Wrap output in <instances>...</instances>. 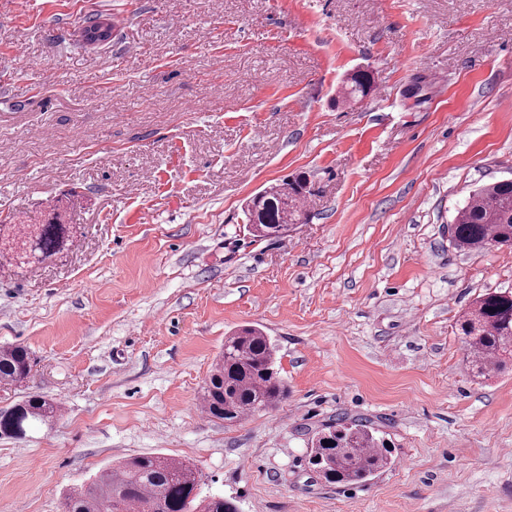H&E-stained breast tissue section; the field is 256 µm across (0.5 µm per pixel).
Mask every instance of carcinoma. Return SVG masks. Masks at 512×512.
Here are the masks:
<instances>
[{
    "mask_svg": "<svg viewBox=\"0 0 512 512\" xmlns=\"http://www.w3.org/2000/svg\"><path fill=\"white\" fill-rule=\"evenodd\" d=\"M368 70L354 72L344 98L360 101L372 88ZM304 186L287 181L260 191L243 213L248 231L276 238L303 219ZM12 246L0 249L9 263L43 261L64 249L70 225L11 224ZM450 243L466 252L512 247V179L474 190L448 227ZM472 377L485 379L512 362V291L488 292L463 312L456 324ZM30 352L21 345L0 348V386L25 382ZM288 396L277 364V347L257 328L246 327L224 337V349L213 364L200 396L205 414L232 425L245 416L276 408ZM57 403L40 396L0 411V434L23 437L34 424L50 426ZM330 435L334 444L324 445ZM391 448L363 418L339 413L311 440L309 464L329 484H359L391 464ZM201 475L191 463L164 455H138L97 473L90 485L66 497L65 512H238L221 496H200Z\"/></svg>",
    "mask_w": 512,
    "mask_h": 512,
    "instance_id": "carcinoma-1",
    "label": "carcinoma"
}]
</instances>
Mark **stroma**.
<instances>
[{"label": "stroma", "mask_w": 512, "mask_h": 512, "mask_svg": "<svg viewBox=\"0 0 512 512\" xmlns=\"http://www.w3.org/2000/svg\"><path fill=\"white\" fill-rule=\"evenodd\" d=\"M96 16L112 40L89 47ZM360 67L373 91L340 103ZM509 99L512 0H0V217L74 226L0 267V347L33 358L0 410L62 406L0 437V512H64L147 453L238 512H512V368L473 380L455 332L512 290V250L448 235L512 178ZM300 177L303 223L251 235L246 201ZM243 325L277 344L288 397L227 425L201 385ZM340 412L392 445L361 486L308 464ZM59 411L57 403L40 396L0 411V434L8 437H23L33 424L52 426Z\"/></svg>", "instance_id": "1"}]
</instances>
